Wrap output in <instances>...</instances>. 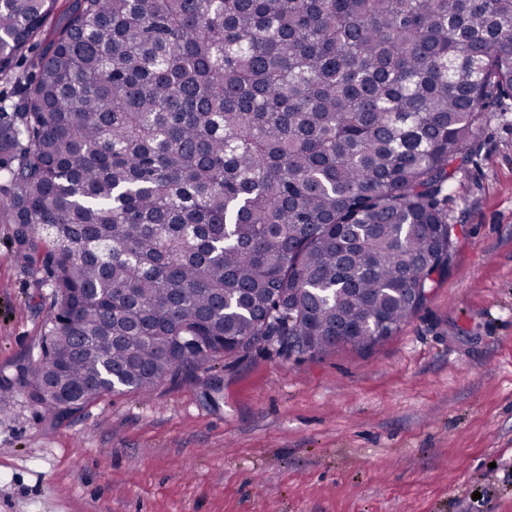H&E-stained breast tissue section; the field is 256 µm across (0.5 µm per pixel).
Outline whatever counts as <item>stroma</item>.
<instances>
[{"mask_svg":"<svg viewBox=\"0 0 512 512\" xmlns=\"http://www.w3.org/2000/svg\"><path fill=\"white\" fill-rule=\"evenodd\" d=\"M451 185L447 278L372 352L256 348L44 421L0 413V512H512V109ZM48 291L0 208V371Z\"/></svg>","mask_w":512,"mask_h":512,"instance_id":"obj_1","label":"stroma"}]
</instances>
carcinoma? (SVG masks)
Listing matches in <instances>:
<instances>
[{
  "mask_svg": "<svg viewBox=\"0 0 512 512\" xmlns=\"http://www.w3.org/2000/svg\"><path fill=\"white\" fill-rule=\"evenodd\" d=\"M0 0V179L49 308L0 412L62 421L277 336L371 349L448 271L512 0Z\"/></svg>",
  "mask_w": 512,
  "mask_h": 512,
  "instance_id": "obj_1",
  "label": "carcinoma"
}]
</instances>
